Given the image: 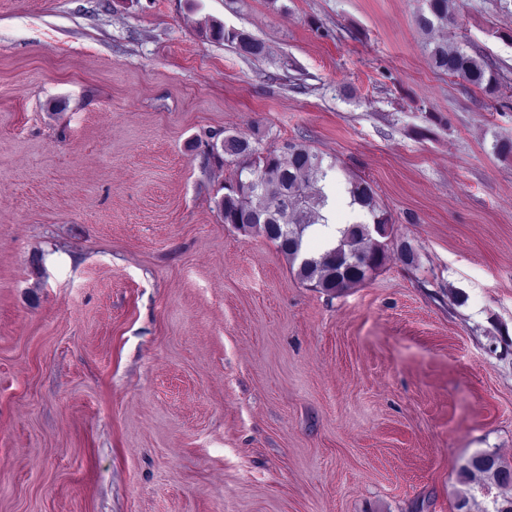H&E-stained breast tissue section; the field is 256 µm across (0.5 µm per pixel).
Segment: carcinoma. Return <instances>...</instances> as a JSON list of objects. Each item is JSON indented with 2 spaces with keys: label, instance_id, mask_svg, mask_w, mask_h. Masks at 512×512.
Instances as JSON below:
<instances>
[{
  "label": "carcinoma",
  "instance_id": "carcinoma-1",
  "mask_svg": "<svg viewBox=\"0 0 512 512\" xmlns=\"http://www.w3.org/2000/svg\"><path fill=\"white\" fill-rule=\"evenodd\" d=\"M454 22L453 0H423L415 16L417 27L427 35ZM206 29L212 39L235 48L245 58L259 59L266 54L264 43L243 30L214 21ZM428 51L437 71L489 92L496 89L495 72L466 48L450 49L443 41L433 43ZM206 145L215 162L236 166L235 178L224 183V195L217 202L223 222L274 243L289 264H298L296 274L302 281L335 294L365 282L384 264L393 222L377 207L367 180L359 177L351 181L348 194L350 206L359 207L371 222L346 225L340 229L336 244L315 255L304 248V237L309 228L325 221L322 210L328 197L324 190L312 188V182L328 176L318 153L295 142L269 150L261 146L259 138L250 140L221 131L209 133ZM460 476H480L488 484L505 486L512 483V465L493 453L476 452L460 467Z\"/></svg>",
  "mask_w": 512,
  "mask_h": 512
}]
</instances>
